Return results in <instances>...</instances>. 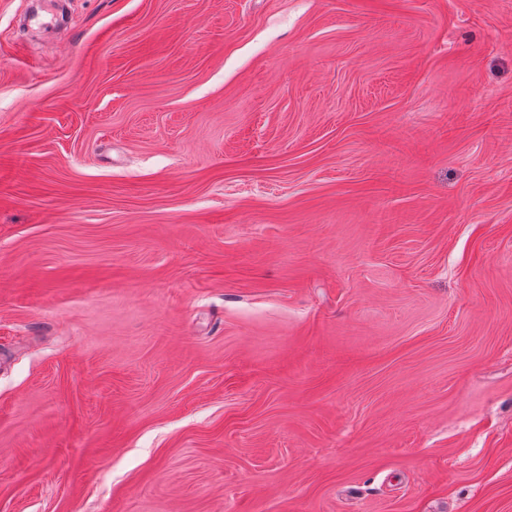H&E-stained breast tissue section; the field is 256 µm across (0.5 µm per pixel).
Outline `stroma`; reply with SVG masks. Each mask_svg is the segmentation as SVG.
<instances>
[{
    "label": "stroma",
    "mask_w": 512,
    "mask_h": 512,
    "mask_svg": "<svg viewBox=\"0 0 512 512\" xmlns=\"http://www.w3.org/2000/svg\"><path fill=\"white\" fill-rule=\"evenodd\" d=\"M0 0V512H512V0Z\"/></svg>",
    "instance_id": "obj_1"
}]
</instances>
